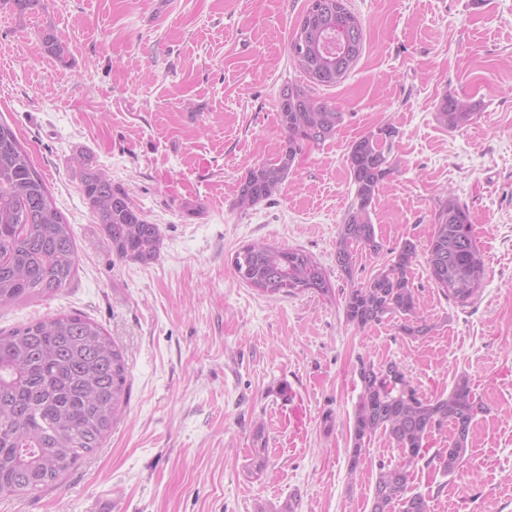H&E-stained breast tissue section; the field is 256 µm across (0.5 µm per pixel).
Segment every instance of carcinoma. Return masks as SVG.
Listing matches in <instances>:
<instances>
[{
  "label": "carcinoma",
  "mask_w": 512,
  "mask_h": 512,
  "mask_svg": "<svg viewBox=\"0 0 512 512\" xmlns=\"http://www.w3.org/2000/svg\"><path fill=\"white\" fill-rule=\"evenodd\" d=\"M57 57L65 46L55 33L41 35ZM364 50L363 28L346 2L307 0L288 52L307 86L292 85L279 100L285 142L278 156L252 167L237 186V205L250 209L279 192L297 155L336 133L342 113L315 98L312 87L344 81ZM478 106L452 94L436 104V120L450 131L473 123ZM395 130L378 126L354 141L347 153L354 198L339 225L336 263L354 278L356 253L381 250L371 213L381 182L394 170ZM81 190L97 217L104 242L117 256L150 265L160 256L161 233L127 192L80 155ZM417 244L406 239L365 283L344 297L347 323L365 328L403 319L408 336L432 330L420 317L409 278ZM243 283L263 294H326L324 269L300 248L247 245L232 260ZM426 265L430 279L449 301L468 304L479 292L483 266L469 212L450 195L429 226ZM79 257L74 231L16 131L0 120V305L51 297L75 280ZM362 391L353 414L351 471L380 433L400 451L394 464H379L370 512H430L428 500L408 493L414 467L432 433L451 427L448 452L436 454L450 474L463 463L471 430L486 411L461 377L448 395L427 398L406 380L395 362L361 363ZM127 366L120 349L95 321L78 313L35 319L0 331V497L39 491L57 482L112 429L126 391Z\"/></svg>",
  "instance_id": "carcinoma-1"
}]
</instances>
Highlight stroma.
I'll use <instances>...</instances> for the list:
<instances>
[{
    "label": "stroma",
    "instance_id": "1",
    "mask_svg": "<svg viewBox=\"0 0 512 512\" xmlns=\"http://www.w3.org/2000/svg\"><path fill=\"white\" fill-rule=\"evenodd\" d=\"M364 52L316 97L342 122L304 147L280 192L240 210L236 188L275 158L280 94L301 77L288 40L306 0H43L0 9V120L18 132L71 224L79 256L70 288L0 307V328L77 312L101 325L128 366L122 413L101 448L60 481L0 499V512H369L383 435L351 467L361 361L397 362L419 393L467 377L487 406L462 467L443 472L450 429L409 490L431 512H512V0H347ZM53 30L63 57L45 51ZM469 98L476 121L435 119L444 94ZM392 126L396 168L372 220L382 249L354 277L336 237L355 188L353 141ZM158 224L159 259H122L103 242L79 181V153ZM467 205L485 267L472 304L448 301L417 259L410 278L424 337L397 320L348 324L344 297L406 239L425 246L442 202ZM304 249L328 295L266 296L231 265L251 243ZM263 464L260 479L247 469Z\"/></svg>",
    "mask_w": 512,
    "mask_h": 512
}]
</instances>
